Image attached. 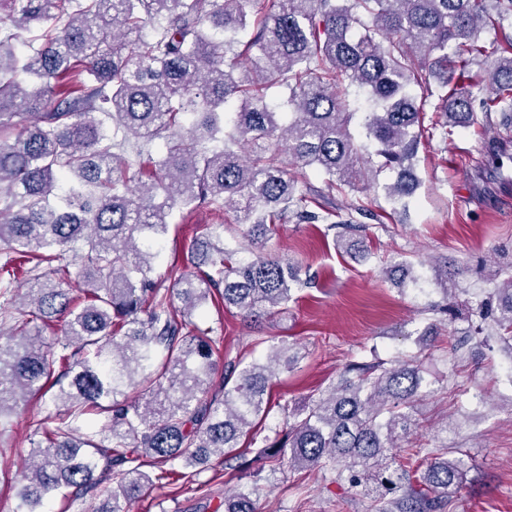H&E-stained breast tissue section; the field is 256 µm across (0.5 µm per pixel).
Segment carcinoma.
<instances>
[{"mask_svg":"<svg viewBox=\"0 0 512 512\" xmlns=\"http://www.w3.org/2000/svg\"><path fill=\"white\" fill-rule=\"evenodd\" d=\"M12 0L0 17V245L32 264L37 287L0 286V421L10 400L58 387L36 420L19 492L26 512L60 493L81 496L112 480L93 512H129L156 483L187 468L230 461L244 444L291 470L346 482L382 512H441L466 474L448 443L425 454L416 474L391 450L416 429L430 393V344L395 360L351 361L320 398L288 409V427L265 434L268 388L288 352L226 361L212 387L221 341L193 322L219 292L224 306L254 317L288 305L297 269L264 251L271 226L294 215L337 230L348 251L366 227L325 208L299 185L306 169L328 186L384 184L406 204L425 107L451 127L512 126V0ZM155 24L149 38L141 35ZM497 55L492 68L472 65ZM437 80L432 89L429 78ZM418 86L420 93L413 92ZM288 90L291 118L266 90ZM363 91L367 112L352 109ZM103 113L107 125L97 118ZM163 142L136 162L114 151L115 135ZM507 138L487 142L512 159ZM232 209L246 227L247 254L224 245V225L194 240V270L171 268L175 288L155 277L176 210ZM487 284L471 306L468 335L512 344V263L481 260ZM80 286L71 295L68 285ZM435 283L454 318L448 273ZM180 299L177 306L174 299ZM63 321L44 341L33 330ZM151 459L157 472L143 470ZM252 482L224 496V512H257Z\"/></svg>","mask_w":512,"mask_h":512,"instance_id":"cac0c4a2","label":"carcinoma"}]
</instances>
